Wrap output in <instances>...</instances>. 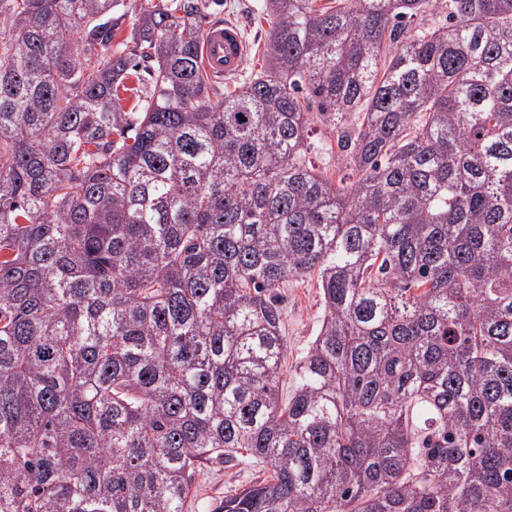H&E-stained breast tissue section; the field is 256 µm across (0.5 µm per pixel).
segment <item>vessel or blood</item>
I'll return each instance as SVG.
<instances>
[{"label":"vessel or blood","instance_id":"b4317fda","mask_svg":"<svg viewBox=\"0 0 512 512\" xmlns=\"http://www.w3.org/2000/svg\"><path fill=\"white\" fill-rule=\"evenodd\" d=\"M200 53L207 71L225 79L240 74L248 49L236 25L214 22L205 30Z\"/></svg>","mask_w":512,"mask_h":512}]
</instances>
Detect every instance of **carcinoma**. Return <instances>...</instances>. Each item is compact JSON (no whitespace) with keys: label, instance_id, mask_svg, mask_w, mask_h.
Listing matches in <instances>:
<instances>
[{"label":"carcinoma","instance_id":"carcinoma-1","mask_svg":"<svg viewBox=\"0 0 512 512\" xmlns=\"http://www.w3.org/2000/svg\"><path fill=\"white\" fill-rule=\"evenodd\" d=\"M122 6L0 0V512H184L238 454L270 476L213 512H512V0H264L230 94L208 0L114 49ZM314 132L313 138L317 141H328L333 146V152L329 154H321L318 157H313V162L320 170L329 177L334 183H338L341 178L347 183L350 181L349 176L351 170L349 164L343 161L336 155V129L330 124H324L320 121H314L312 125ZM283 299V334L288 340V354L281 368L280 394L288 398L291 367L302 356L317 335L324 313L321 288L315 274L303 280L288 279L278 288Z\"/></svg>","mask_w":512,"mask_h":512}]
</instances>
